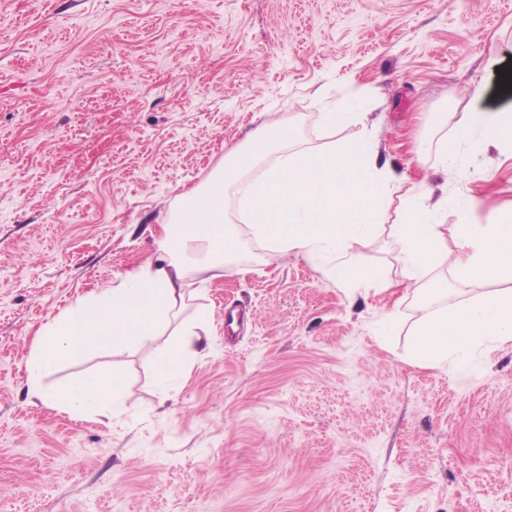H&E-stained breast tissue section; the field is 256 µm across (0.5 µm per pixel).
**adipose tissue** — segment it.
<instances>
[{
	"instance_id": "obj_1",
	"label": "adipose tissue",
	"mask_w": 512,
	"mask_h": 512,
	"mask_svg": "<svg viewBox=\"0 0 512 512\" xmlns=\"http://www.w3.org/2000/svg\"><path fill=\"white\" fill-rule=\"evenodd\" d=\"M505 102L482 107L483 86L457 124L454 141L439 151L441 168L459 170L460 148L494 147L512 155V82L497 86ZM292 121L264 123L246 149L226 156L224 171L205 189L179 197L176 222L162 225L156 254L95 288L37 333L27 361L28 390L69 417L109 418L124 404L120 370L96 372L48 387L61 363L107 349L115 354L151 348L162 393L177 390L195 364L206 315L189 313L193 296L223 277L244 239L273 254L324 266L349 290L393 294L421 291L440 257L457 281H496L500 287L432 307L413 326L408 360L419 367H463L474 354L489 356L512 344V208L485 224L448 228L438 205L428 204L425 182H409L381 163L371 138L357 136L324 152L298 147ZM233 192L245 231L227 224L225 194ZM389 229L399 244V276L358 263L355 247Z\"/></svg>"
}]
</instances>
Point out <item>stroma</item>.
Wrapping results in <instances>:
<instances>
[{
	"instance_id": "stroma-1",
	"label": "stroma",
	"mask_w": 512,
	"mask_h": 512,
	"mask_svg": "<svg viewBox=\"0 0 512 512\" xmlns=\"http://www.w3.org/2000/svg\"><path fill=\"white\" fill-rule=\"evenodd\" d=\"M512 0H0V512H512V348L420 368L379 342L389 299L245 242L171 397L153 352L119 365L125 411L73 419L28 392L38 330L155 253L178 197L271 120L324 151L368 130L458 223L512 203V158L460 175L434 144L498 106ZM364 106L365 125L323 113Z\"/></svg>"
}]
</instances>
